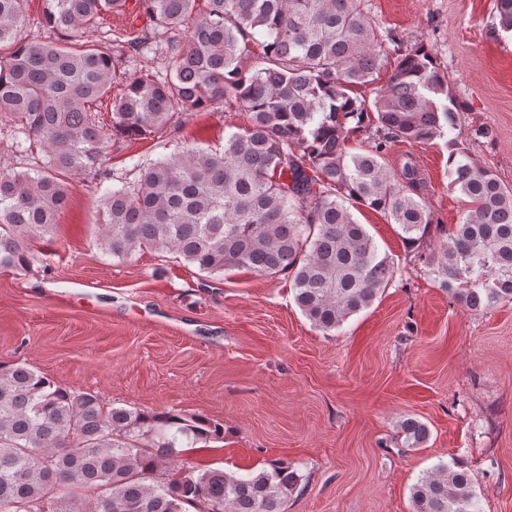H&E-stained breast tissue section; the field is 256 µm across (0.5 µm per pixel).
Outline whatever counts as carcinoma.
<instances>
[{
	"label": "carcinoma",
	"instance_id": "carcinoma-1",
	"mask_svg": "<svg viewBox=\"0 0 512 512\" xmlns=\"http://www.w3.org/2000/svg\"><path fill=\"white\" fill-rule=\"evenodd\" d=\"M26 2L0 0V123L47 161L0 168L1 269L30 266L31 242L51 239L68 205L67 177L84 174L100 192L108 257L172 253L207 277L286 272L295 304L331 332L396 274L353 209L382 213L408 247L421 244L433 224L424 174L412 155L393 171L386 156L398 140L445 137L448 185L467 209L440 242L436 273L471 311L512 302V185L468 160L458 101L432 55L390 48L363 0H136L148 24L134 37L106 24L128 0H45L56 41L19 37ZM496 10L511 31L512 0ZM160 48L164 71H130L132 58ZM385 65L393 71L377 89ZM228 102L250 125L222 149L186 143L135 163L137 182L109 184L112 137L158 134ZM356 130L368 142L352 152ZM400 429L407 448L430 435L413 417ZM220 439L224 427L206 418L107 406L0 361V512H286L301 481L293 463L240 474L177 459L184 440ZM411 499L413 512H483L458 462L424 473Z\"/></svg>",
	"mask_w": 512,
	"mask_h": 512
}]
</instances>
